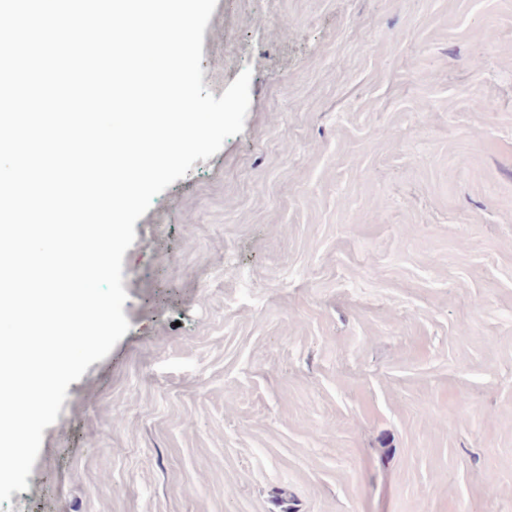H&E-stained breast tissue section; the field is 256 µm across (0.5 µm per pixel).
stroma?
<instances>
[{
    "label": "stroma",
    "mask_w": 512,
    "mask_h": 512,
    "mask_svg": "<svg viewBox=\"0 0 512 512\" xmlns=\"http://www.w3.org/2000/svg\"><path fill=\"white\" fill-rule=\"evenodd\" d=\"M201 67L244 130L0 512H512V0H217Z\"/></svg>",
    "instance_id": "35a3bbf8"
}]
</instances>
